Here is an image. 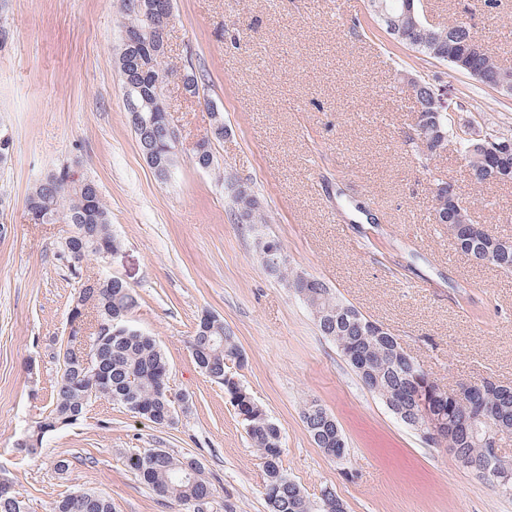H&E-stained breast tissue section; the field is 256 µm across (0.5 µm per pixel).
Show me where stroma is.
Listing matches in <instances>:
<instances>
[{
    "label": "stroma",
    "instance_id": "obj_1",
    "mask_svg": "<svg viewBox=\"0 0 512 512\" xmlns=\"http://www.w3.org/2000/svg\"><path fill=\"white\" fill-rule=\"evenodd\" d=\"M120 4L0 0L10 29L0 125L14 139L0 169V474L27 512H51L88 488L115 512H183L127 467L128 455L150 448L203 463L215 487L207 512H266L260 454L189 350L206 310L244 351L237 378L279 425L283 469L312 506L328 488L346 512H512V496L425 445L362 385L292 290L266 274L257 247L259 234L277 238L290 267L382 324L440 384L512 383V275L455 252L432 216L433 180L450 179L474 223L512 237V181L475 183L452 142L432 159L416 154L405 141L413 112L402 78L433 84L455 127L483 135H512V95L397 43L369 0L347 15L335 0H175L165 62L179 146L162 181L136 143L113 65ZM418 7L435 25L474 23L512 65V0L490 14L480 0ZM187 69L198 97L183 92ZM215 110L227 134L209 171L196 166L194 146ZM64 162L98 183L119 240L105 270L134 290L131 320L159 342L167 386L189 403L161 427L94 400L31 458L15 442L52 402L74 288L59 254L69 225L34 223L27 197ZM235 178L260 196L262 230L235 223ZM313 401L339 425L344 460L308 436L302 411Z\"/></svg>",
    "mask_w": 512,
    "mask_h": 512
}]
</instances>
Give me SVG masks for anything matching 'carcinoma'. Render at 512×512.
I'll use <instances>...</instances> for the list:
<instances>
[{"mask_svg":"<svg viewBox=\"0 0 512 512\" xmlns=\"http://www.w3.org/2000/svg\"><path fill=\"white\" fill-rule=\"evenodd\" d=\"M150 9L140 12L121 0L124 27L140 34L137 48L116 57L114 64L123 77L122 88L138 98H146L142 117L148 128L130 122L139 149L150 148L157 157L175 162L173 145L167 135L168 112L161 108L163 78L168 73L165 63L154 58L152 49L160 41L164 20L175 16L174 0H148ZM371 6H384L378 13L386 34L420 55L448 63L454 70L478 75L477 82L487 86L502 80L512 82V66L505 67L484 51L480 56L469 53V40L477 36L472 25L459 27L454 21L436 27L428 23L420 11H415L419 27L404 19L402 0H370ZM417 122L414 135L407 142L417 145L427 140L453 138L461 155L467 154L471 141L454 129L448 113L440 111L424 88L412 90ZM508 163L504 158L487 152L480 161L481 171L474 181L485 183L489 173ZM443 180L434 184L436 202L434 220L443 214L461 209L468 212L460 198H449L440 189ZM28 209L36 224L63 223L71 227L62 243L63 257L74 280V294L69 314H96L100 330L92 334L104 366L100 370L86 368L70 353L64 355V365L57 380L50 410L41 420L18 439L16 448L26 455L38 452L46 436L76 424L87 405L95 399H106L121 405L129 412L158 426L174 422L170 412L172 402L167 398L165 379L168 360L156 339L134 328L128 319L137 304L136 294L121 279L110 275L96 283L93 273L84 269L89 259L102 261L105 252L119 245L112 233L109 212L102 201L95 180L81 175L74 177L70 165H62L46 175L28 197ZM233 214L243 213L246 223L255 226L265 223L263 206L253 189L244 198L231 196ZM455 250L478 264H490L506 274H512V237L495 230L482 238L466 236L467 228L453 219L445 223ZM269 275L288 284L297 280L299 272L288 263H276ZM304 303L309 308L323 336L332 341L361 382L382 400L400 399L416 418L424 407L415 402L419 384L416 374H423L426 387L439 390L438 414L448 425V447L456 449L457 457L488 470L496 462L482 443V436L467 425V406L457 397V389L441 386L428 370L409 356L397 338L378 323L368 319L353 305L340 299L324 281L317 278L309 289ZM191 356L197 368L212 381L224 386V394L235 408L241 423L263 460L265 474L264 500L268 512H311L300 487L288 478L282 466V438L279 426L265 413L251 393L236 378L235 371L246 365V357L233 332L220 316L205 311L199 317L190 340ZM476 402L491 411L500 433L499 443L512 441V384L490 382L475 394ZM303 422L313 443L324 451L344 449L346 442L335 419L327 420L315 409L306 406ZM127 466L139 479L160 496L194 510L193 502L214 494V487L205 475L202 464L192 465L191 458L176 456L163 449L153 448L135 452L127 457ZM0 512H27L25 503L12 493H0ZM52 512H113L111 500L95 490H82L80 497L70 494L53 504Z\"/></svg>","mask_w":512,"mask_h":512,"instance_id":"obj_1","label":"carcinoma"}]
</instances>
